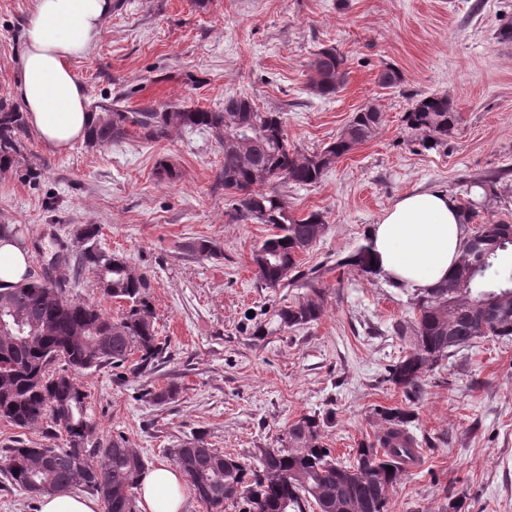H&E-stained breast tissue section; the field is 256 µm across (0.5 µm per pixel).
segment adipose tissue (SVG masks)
Instances as JSON below:
<instances>
[{
    "label": "adipose tissue",
    "instance_id": "1",
    "mask_svg": "<svg viewBox=\"0 0 512 512\" xmlns=\"http://www.w3.org/2000/svg\"><path fill=\"white\" fill-rule=\"evenodd\" d=\"M112 0H35L16 59L15 94L32 130L63 151L87 134L89 98L72 69L100 39ZM377 267L394 287L423 291L456 268L466 230L456 199L445 191L400 196L368 231ZM185 482L179 468L147 471L138 490L141 512H181Z\"/></svg>",
    "mask_w": 512,
    "mask_h": 512
}]
</instances>
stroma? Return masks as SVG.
Listing matches in <instances>:
<instances>
[{
  "label": "stroma",
  "instance_id": "obj_1",
  "mask_svg": "<svg viewBox=\"0 0 512 512\" xmlns=\"http://www.w3.org/2000/svg\"><path fill=\"white\" fill-rule=\"evenodd\" d=\"M34 0H0V97L11 98L22 27ZM512 0H115L99 41L73 69L90 101L223 107L245 96L262 111L284 113L288 141L309 153L333 142L353 112L372 106L384 122L376 136L338 159L308 186L280 185L288 208L323 213V238L300 258L302 270L329 265L321 284L325 314L305 327L250 334L249 313L272 311L304 293L261 287L251 252L272 228L235 221L219 173L224 154L212 134L63 153L30 136L16 168L0 173V224H18L40 269L76 230L100 228L98 248L126 257L150 284L165 353L142 373L104 366L84 373L88 414L101 441L125 437L150 466L204 437L210 447L255 464L290 423L335 412L323 440L351 462L382 432V409L401 407L386 369L407 344L392 332L410 319V294L378 277L336 268L366 241L370 224L411 190L464 197L472 180L497 179L479 212L512 224ZM346 57L332 97L308 86L324 47ZM402 83L382 87L385 66ZM450 97L459 121L447 142L427 150L403 117L415 100ZM175 179L160 178V163ZM39 178L26 175L29 167ZM209 239L220 257L191 243ZM70 295L110 316L124 303L103 296L91 273L59 265ZM176 385L157 405L148 391ZM409 426L424 457L397 486L390 512H512V342L487 338L425 377Z\"/></svg>",
  "mask_w": 512,
  "mask_h": 512
}]
</instances>
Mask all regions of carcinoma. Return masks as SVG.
I'll return each instance as SVG.
<instances>
[{
    "instance_id": "1",
    "label": "carcinoma",
    "mask_w": 512,
    "mask_h": 512,
    "mask_svg": "<svg viewBox=\"0 0 512 512\" xmlns=\"http://www.w3.org/2000/svg\"><path fill=\"white\" fill-rule=\"evenodd\" d=\"M344 57L334 47L322 49L311 64L310 90L321 97L336 94ZM416 101L404 115L409 130L422 135L424 148L448 140L459 120L456 104L444 95ZM383 114L365 107L355 112L336 140L313 153L288 144L284 115L259 111L245 97L224 99L219 110L186 106H147L127 110L110 98L92 107L86 143L104 148L112 144L156 142L174 133L208 130L221 145V179L231 195L232 217L268 224L274 233L254 247L251 263L266 288L303 280L309 293L280 306L270 318L256 322L254 335L268 336L311 325L324 315L318 276L308 279L298 270L299 259L323 237L324 215L298 216L281 195L269 190L272 182L311 185L321 180L338 159L374 138ZM29 137L25 113L0 98V172L18 163ZM97 227L86 224L75 234L78 250H58L41 272L29 270L21 281L0 290V309L11 312L30 339L11 328H0V420L26 428L41 421L47 430L66 435L45 462L44 448L21 444L0 453V473L19 490L40 496L41 484L55 491L90 490L105 502L106 512H137L140 479L149 461L128 447L125 439L102 443L88 415L87 395L76 376L103 365L122 368L136 352L133 370L147 367L162 354L147 278L124 258L94 245ZM512 248V224L484 222L471 228L463 255L447 281L424 292H412L414 317L400 321L394 332L409 343L389 369L392 384L412 402L423 392L425 374L475 340L493 337L512 341V275L495 263ZM368 244L338 260L366 277L378 275ZM95 274L100 292L126 303L117 319L96 306L66 295V283L52 276L60 262ZM413 410L383 412L386 430L374 443L356 449L354 460L334 458L323 442V428L331 414H305L288 426L279 448H260L252 467L208 447L202 437L174 449V462L190 492L208 512H224V504L240 512H389L390 496L409 474L407 459L416 444L409 424ZM101 457L98 465L92 458ZM393 470H388V467Z\"/></svg>"
}]
</instances>
